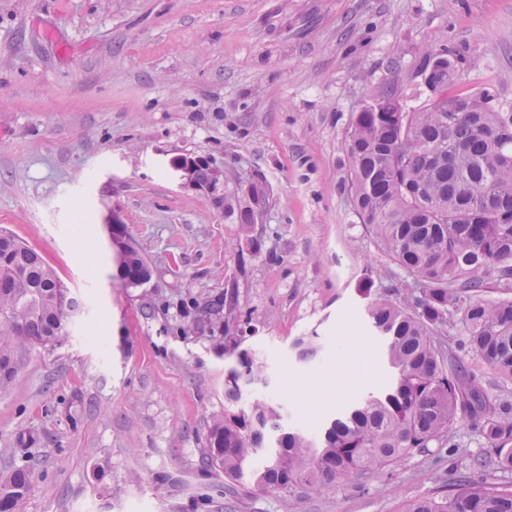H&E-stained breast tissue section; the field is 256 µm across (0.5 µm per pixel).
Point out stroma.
<instances>
[{
    "label": "stroma",
    "mask_w": 512,
    "mask_h": 512,
    "mask_svg": "<svg viewBox=\"0 0 512 512\" xmlns=\"http://www.w3.org/2000/svg\"><path fill=\"white\" fill-rule=\"evenodd\" d=\"M445 50L458 92L512 103V0H0V232L39 252L83 306L0 393V477L31 456L20 512H285L284 496L200 465L241 337L292 431L339 403L296 386L335 367L343 337L393 374L359 283L400 299L405 273L345 189L351 117L387 86L428 95L422 50ZM223 165L225 192L259 179L272 200L259 249L171 161ZM120 220L152 270L123 287L108 246ZM223 297L212 315L206 300ZM316 337L314 360L295 339ZM404 457L366 485L301 495L294 512H405L450 480H482L484 439Z\"/></svg>",
    "instance_id": "35a3bbf8"
}]
</instances>
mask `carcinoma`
I'll return each mask as SVG.
<instances>
[{"mask_svg":"<svg viewBox=\"0 0 512 512\" xmlns=\"http://www.w3.org/2000/svg\"><path fill=\"white\" fill-rule=\"evenodd\" d=\"M441 89L421 105L388 90L352 116L346 138L347 191L360 223L369 226L410 282L398 301L376 295L367 323L394 369L386 389L358 398L315 435L287 431L281 408L254 392L267 386L265 366L249 352L224 378V414L212 417L201 462L259 490L321 492L343 480L365 482L380 469L432 444L449 441L463 422L488 447L487 467L512 470V398L491 394L448 349V328L460 326L459 347L496 378L512 381V105L488 90L458 93L454 66L429 50ZM267 204L260 180L224 197L250 236V210ZM124 286L141 287L151 269L131 248ZM0 392L14 386L29 349L68 336L62 314L77 304L70 289L34 249L0 233ZM300 360L318 351L315 337L297 339ZM265 455L262 466L253 458ZM32 481L26 464L0 479V505L17 512ZM405 512H512V489L461 479L444 496L412 501Z\"/></svg>","mask_w":512,"mask_h":512,"instance_id":"1","label":"carcinoma"}]
</instances>
